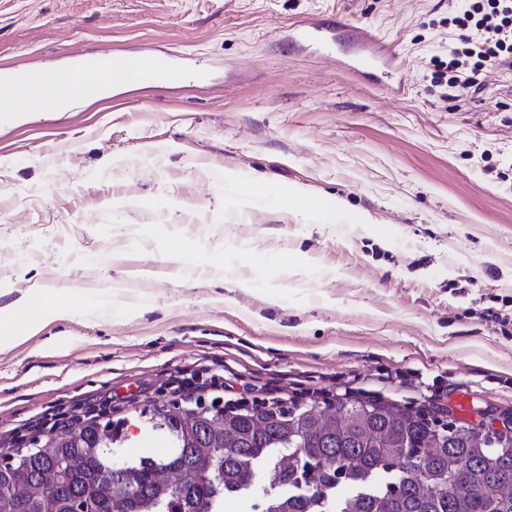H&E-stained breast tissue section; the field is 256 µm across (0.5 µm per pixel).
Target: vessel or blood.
<instances>
[{
  "instance_id": "obj_1",
  "label": "vessel or blood",
  "mask_w": 512,
  "mask_h": 512,
  "mask_svg": "<svg viewBox=\"0 0 512 512\" xmlns=\"http://www.w3.org/2000/svg\"><path fill=\"white\" fill-rule=\"evenodd\" d=\"M339 29L325 22L302 21L288 33L292 46L316 55L330 56L335 51ZM360 41L366 45V52L356 54L349 62L350 69L358 76L399 74L404 66L401 54L392 46L384 44L371 30L364 31ZM150 72L171 81L192 77L193 72L182 64L165 61L156 57L130 58L127 56L94 53L83 56L79 69L57 77L53 83H46L35 69L23 63L10 67L7 84L21 89L31 100L53 94L58 100L68 99L73 92L80 91L95 96L104 84H120L121 71Z\"/></svg>"
}]
</instances>
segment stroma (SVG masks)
I'll list each match as a JSON object with an SVG mask.
<instances>
[{"mask_svg":"<svg viewBox=\"0 0 512 512\" xmlns=\"http://www.w3.org/2000/svg\"><path fill=\"white\" fill-rule=\"evenodd\" d=\"M330 17L335 58L284 43ZM369 27L407 57L406 95L342 67ZM453 38L448 0H0V69L117 48L210 77L0 123V309L35 281L74 307L44 334L67 345L0 351V458L89 404L125 422L115 456L151 452L144 414L198 363L259 401L274 381L512 427V73L451 98ZM298 185L347 213L287 207Z\"/></svg>","mask_w":512,"mask_h":512,"instance_id":"stroma-1","label":"stroma"}]
</instances>
